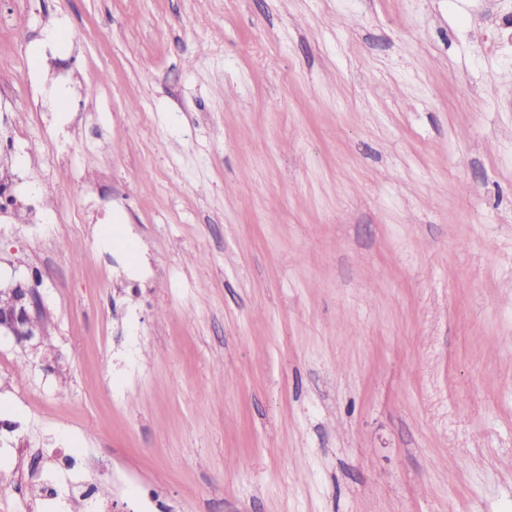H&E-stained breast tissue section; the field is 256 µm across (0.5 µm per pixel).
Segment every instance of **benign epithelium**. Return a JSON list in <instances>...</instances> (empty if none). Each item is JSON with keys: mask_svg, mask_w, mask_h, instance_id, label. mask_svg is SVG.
<instances>
[{"mask_svg": "<svg viewBox=\"0 0 512 512\" xmlns=\"http://www.w3.org/2000/svg\"><path fill=\"white\" fill-rule=\"evenodd\" d=\"M0 294L11 298V306L0 310V334L13 336L21 346L37 347L42 333L40 317L44 314L40 294L21 282L1 288Z\"/></svg>", "mask_w": 512, "mask_h": 512, "instance_id": "obj_1", "label": "benign epithelium"}]
</instances>
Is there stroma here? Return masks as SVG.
Wrapping results in <instances>:
<instances>
[{
    "label": "stroma",
    "instance_id": "obj_1",
    "mask_svg": "<svg viewBox=\"0 0 512 512\" xmlns=\"http://www.w3.org/2000/svg\"><path fill=\"white\" fill-rule=\"evenodd\" d=\"M0 83V512H512V0H0ZM0 294L11 298V306L0 310V334L13 336L21 346L37 348L42 333L40 317L44 314L40 294L21 282L1 288Z\"/></svg>",
    "mask_w": 512,
    "mask_h": 512
}]
</instances>
